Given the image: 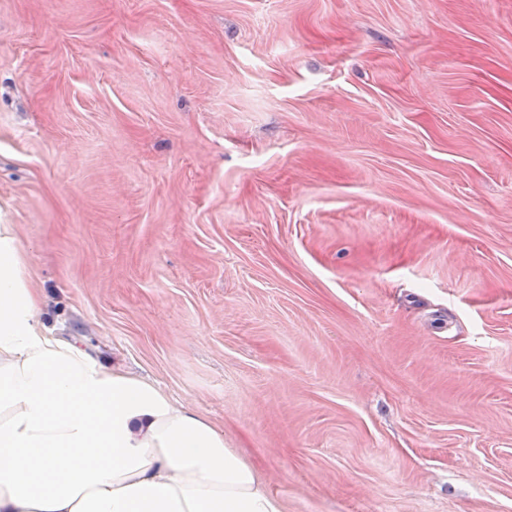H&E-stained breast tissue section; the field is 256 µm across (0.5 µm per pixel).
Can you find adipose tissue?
Here are the masks:
<instances>
[{
    "label": "adipose tissue",
    "instance_id": "obj_1",
    "mask_svg": "<svg viewBox=\"0 0 512 512\" xmlns=\"http://www.w3.org/2000/svg\"><path fill=\"white\" fill-rule=\"evenodd\" d=\"M0 512H283L224 433L54 336L0 224Z\"/></svg>",
    "mask_w": 512,
    "mask_h": 512
}]
</instances>
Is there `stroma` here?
<instances>
[{
  "label": "stroma",
  "mask_w": 512,
  "mask_h": 512,
  "mask_svg": "<svg viewBox=\"0 0 512 512\" xmlns=\"http://www.w3.org/2000/svg\"><path fill=\"white\" fill-rule=\"evenodd\" d=\"M0 224L284 512H512V0H0Z\"/></svg>",
  "instance_id": "1"
}]
</instances>
